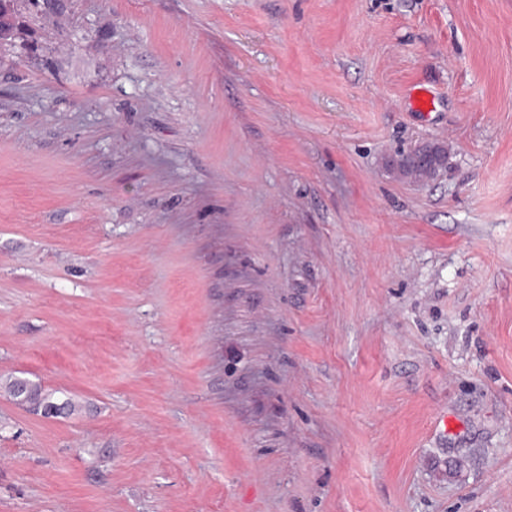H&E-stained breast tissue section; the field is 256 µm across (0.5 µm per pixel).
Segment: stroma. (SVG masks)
I'll return each mask as SVG.
<instances>
[{"mask_svg": "<svg viewBox=\"0 0 512 512\" xmlns=\"http://www.w3.org/2000/svg\"><path fill=\"white\" fill-rule=\"evenodd\" d=\"M21 24L0 512H512V0H23ZM427 140L446 167L398 177ZM8 388L10 396L21 403L60 409L61 405L55 403L50 394L43 393L40 387L30 383L28 380L14 379L9 383Z\"/></svg>", "mask_w": 512, "mask_h": 512, "instance_id": "stroma-1", "label": "stroma"}]
</instances>
